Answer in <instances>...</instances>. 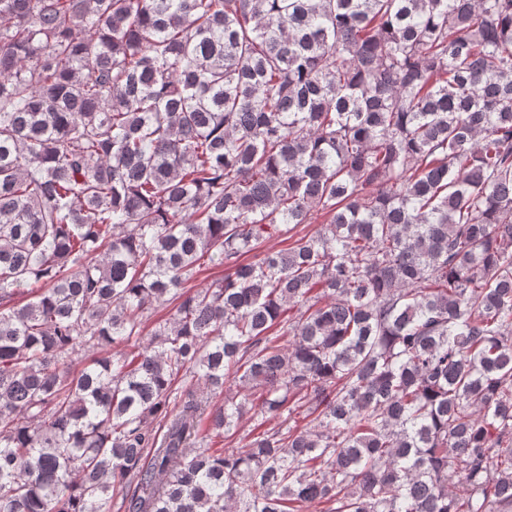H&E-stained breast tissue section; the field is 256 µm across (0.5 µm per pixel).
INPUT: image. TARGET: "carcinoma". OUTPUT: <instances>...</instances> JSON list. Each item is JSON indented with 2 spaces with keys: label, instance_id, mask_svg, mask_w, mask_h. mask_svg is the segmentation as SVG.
<instances>
[{
  "label": "carcinoma",
  "instance_id": "carcinoma-1",
  "mask_svg": "<svg viewBox=\"0 0 512 512\" xmlns=\"http://www.w3.org/2000/svg\"><path fill=\"white\" fill-rule=\"evenodd\" d=\"M120 490L512 512V0H0V512Z\"/></svg>",
  "mask_w": 512,
  "mask_h": 512
}]
</instances>
